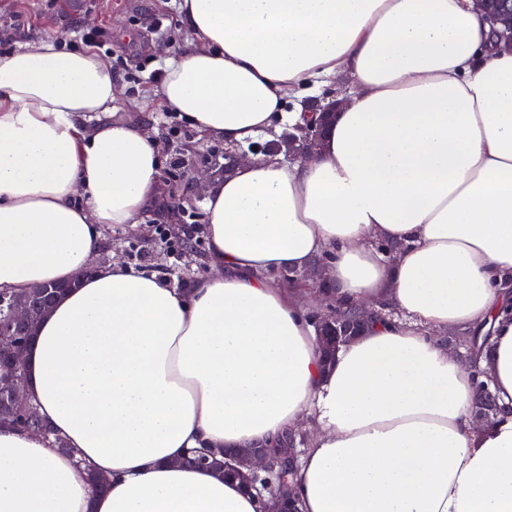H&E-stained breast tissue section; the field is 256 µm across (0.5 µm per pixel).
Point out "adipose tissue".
Here are the masks:
<instances>
[{
	"mask_svg": "<svg viewBox=\"0 0 512 512\" xmlns=\"http://www.w3.org/2000/svg\"><path fill=\"white\" fill-rule=\"evenodd\" d=\"M161 102L233 146L341 81L317 154L205 184L208 273L115 260L160 183L153 136L104 120L112 65L55 39L0 54V291L74 282L25 354L51 436L0 427V512H264L196 448L312 422L301 512H512V51L472 0H180ZM397 242L393 257L380 244ZM330 254L337 299L393 313L323 363L310 292L262 272ZM488 330L463 364L440 334ZM487 374L507 411L478 425ZM105 478L94 491L84 471Z\"/></svg>",
	"mask_w": 512,
	"mask_h": 512,
	"instance_id": "1",
	"label": "adipose tissue"
}]
</instances>
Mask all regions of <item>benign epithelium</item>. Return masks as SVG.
Instances as JSON below:
<instances>
[{
    "mask_svg": "<svg viewBox=\"0 0 512 512\" xmlns=\"http://www.w3.org/2000/svg\"><path fill=\"white\" fill-rule=\"evenodd\" d=\"M477 8L487 13L500 43L512 49V0H475ZM339 91L330 90L322 98L303 102L306 117L313 118L310 124L293 126V132L303 134V145L288 153V158H307L314 154L319 145L325 127L330 123ZM328 265L321 259L311 262L310 266L293 276V280L307 287L317 297L319 312L316 319L324 328L341 324L345 330L363 329L382 315L376 307H355L345 318L336 315L331 306L335 297L334 286L327 276ZM62 287L52 285L38 286L24 294H15L9 300L8 325L0 328V399L6 405H0V425H10L20 429L41 431L35 423L32 402L27 396L25 381L16 376V371L25 366L24 356L28 345L35 335V324L42 319L58 298ZM223 460L224 472L240 475L242 470L267 472L282 463L290 467L297 461L295 443H290L282 460H276L267 448H242L234 452L219 454ZM267 512H298L297 500L289 487H284L272 498V506Z\"/></svg>",
    "mask_w": 512,
    "mask_h": 512,
    "instance_id": "7a95c632",
    "label": "benign epithelium"
}]
</instances>
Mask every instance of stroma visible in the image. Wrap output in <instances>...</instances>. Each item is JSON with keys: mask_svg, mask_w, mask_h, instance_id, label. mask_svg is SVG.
<instances>
[{"mask_svg": "<svg viewBox=\"0 0 512 512\" xmlns=\"http://www.w3.org/2000/svg\"><path fill=\"white\" fill-rule=\"evenodd\" d=\"M112 34L108 58L117 94L115 118L133 119L159 144L161 182L136 225L108 231L98 263L115 257L136 269L164 274L172 286L187 287L208 270L205 192L196 174L224 175L235 147L187 125L160 105L163 61L185 46L178 0H0V49L53 36L67 48L81 45L87 30Z\"/></svg>", "mask_w": 512, "mask_h": 512, "instance_id": "obj_1", "label": "stroma"}]
</instances>
